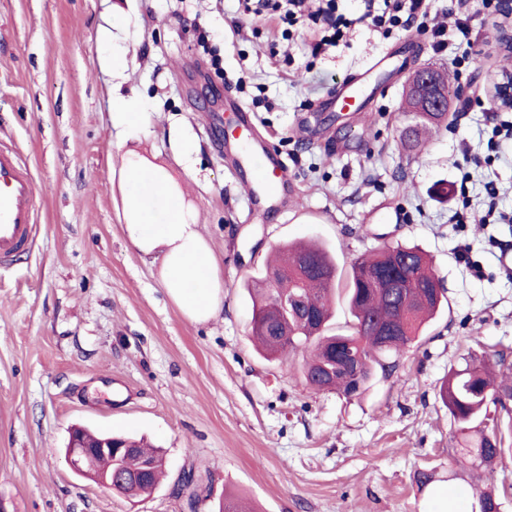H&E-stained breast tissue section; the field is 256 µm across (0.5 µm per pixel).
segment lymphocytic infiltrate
<instances>
[{
    "label": "lymphocytic infiltrate",
    "instance_id": "1",
    "mask_svg": "<svg viewBox=\"0 0 512 512\" xmlns=\"http://www.w3.org/2000/svg\"><path fill=\"white\" fill-rule=\"evenodd\" d=\"M243 8L258 4L265 11L267 21L282 26V34L292 37L294 31L320 27L321 37L312 45L313 54H320L327 47L336 45L347 30L355 24H367L374 29L391 33L393 29L417 28L431 34L435 52H450L455 67L461 68L474 62L476 52L470 21L475 12L490 16L496 13L498 0H452L450 14L455 15L457 37L455 44H448L443 25L431 18L425 0H385L387 8L382 13L365 11L358 18L344 14L339 0H239Z\"/></svg>",
    "mask_w": 512,
    "mask_h": 512
}]
</instances>
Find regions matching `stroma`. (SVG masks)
<instances>
[{"mask_svg": "<svg viewBox=\"0 0 512 512\" xmlns=\"http://www.w3.org/2000/svg\"><path fill=\"white\" fill-rule=\"evenodd\" d=\"M472 27L479 56L454 122L415 156L399 140L406 73L449 66L417 30L360 26L314 58L237 0H0V147L18 152L38 190L32 249L0 265V512H192L173 491L186 472L193 512L228 496L255 512H477L481 485L512 512V414L485 421L503 448L493 475L462 470L439 397L467 358L512 363V223L479 221L489 180L512 213V143L487 149L489 78L512 62L486 41L512 17ZM116 45L130 50L124 87L150 114L142 150L175 166L174 123L200 146L184 190L224 281V308L203 324L125 237L109 119ZM384 55L389 92L372 110H321L337 81ZM228 97L288 167L294 191L266 222L248 219L245 174L224 163ZM463 181L471 216L459 224L452 189ZM311 239L343 272L382 245L418 246L448 298L393 372L357 396L309 388L301 356L266 361L248 338L247 282L274 246ZM75 425L162 448L156 490L131 500L76 476L63 455ZM424 471L434 480L422 487Z\"/></svg>", "mask_w": 512, "mask_h": 512, "instance_id": "stroma-1", "label": "stroma"}]
</instances>
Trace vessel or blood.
Segmentation results:
<instances>
[{
	"instance_id": "obj_1",
	"label": "vessel or blood",
	"mask_w": 512,
	"mask_h": 512,
	"mask_svg": "<svg viewBox=\"0 0 512 512\" xmlns=\"http://www.w3.org/2000/svg\"><path fill=\"white\" fill-rule=\"evenodd\" d=\"M382 67V61H375L370 70L338 82L332 97L335 110L358 112L363 103L373 102L377 94L369 90V81ZM224 107L235 113L240 131L233 160L240 166L254 164L247 188L257 201L256 217L267 219L274 211L271 201L284 183L287 169L256 139L253 120L240 102L229 99ZM36 198L37 188L30 171L15 152L0 149V264L11 263L30 248L35 237Z\"/></svg>"
}]
</instances>
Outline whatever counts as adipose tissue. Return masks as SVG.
<instances>
[{
	"mask_svg": "<svg viewBox=\"0 0 512 512\" xmlns=\"http://www.w3.org/2000/svg\"><path fill=\"white\" fill-rule=\"evenodd\" d=\"M127 69V50H113L110 121L123 150L125 233L133 248L159 259L161 283L184 317L203 323L221 311L224 283L181 185L182 179L194 176L197 142L186 129H169L168 141L181 166L177 172L133 148V141L148 134L150 118L138 96L123 88Z\"/></svg>",
	"mask_w": 512,
	"mask_h": 512,
	"instance_id": "obj_1",
	"label": "adipose tissue"
}]
</instances>
